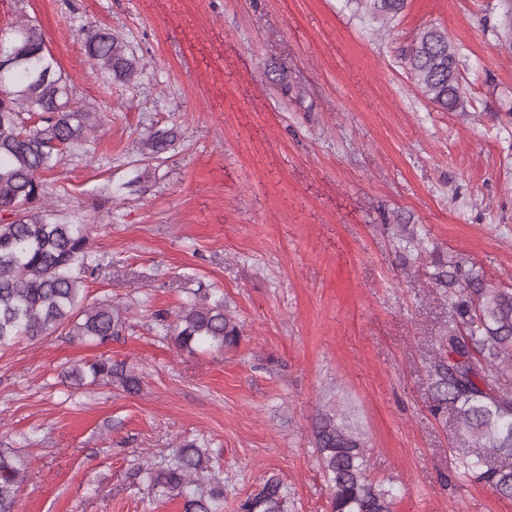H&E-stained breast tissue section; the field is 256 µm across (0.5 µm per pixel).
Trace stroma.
Wrapping results in <instances>:
<instances>
[{
	"mask_svg": "<svg viewBox=\"0 0 512 512\" xmlns=\"http://www.w3.org/2000/svg\"><path fill=\"white\" fill-rule=\"evenodd\" d=\"M19 8L105 116L95 159L49 180L57 213L90 226L88 301L127 325L103 344L60 330L0 350V448L26 471L13 512H184L137 466L188 442L222 512L273 474L287 512H329L312 431L326 406L366 434L394 512H512L474 478L444 483L459 449L483 450L429 411L451 319L436 274L512 289V0H408L386 24L346 0H0V27ZM88 25L124 38L136 82L104 88ZM428 25L460 52L462 111L431 105L401 59ZM164 127L178 137L151 179L95 209ZM201 288L223 295L238 347L165 336L158 313ZM101 357L140 391L65 379Z\"/></svg>",
	"mask_w": 512,
	"mask_h": 512,
	"instance_id": "obj_1",
	"label": "stroma"
}]
</instances>
